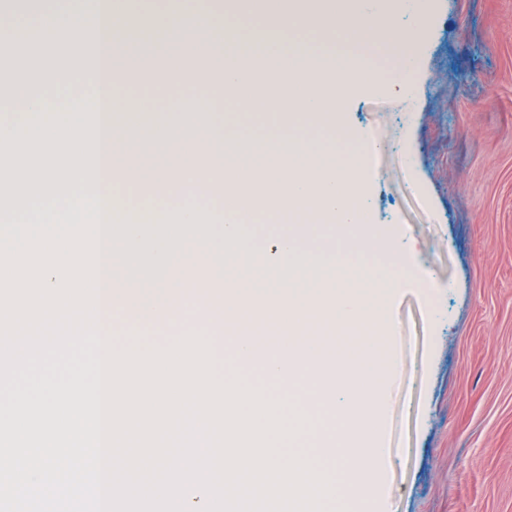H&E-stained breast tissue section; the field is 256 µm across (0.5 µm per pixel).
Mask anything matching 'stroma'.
Wrapping results in <instances>:
<instances>
[{
    "label": "stroma",
    "instance_id": "obj_1",
    "mask_svg": "<svg viewBox=\"0 0 512 512\" xmlns=\"http://www.w3.org/2000/svg\"><path fill=\"white\" fill-rule=\"evenodd\" d=\"M414 72L382 59L386 80L355 84L341 114L372 144L365 191L370 219L406 250L407 275L372 305L397 366L378 426L383 457L377 512H512V0H432ZM211 105L215 135L237 127L254 153L299 125L284 112H243L206 80L133 83L117 102L154 115L172 99ZM173 264L188 262L223 204L199 202ZM257 248L216 277L250 272L261 293L291 287L299 302L358 281L332 266L320 287L290 284L265 246L287 225L257 224Z\"/></svg>",
    "mask_w": 512,
    "mask_h": 512
}]
</instances>
